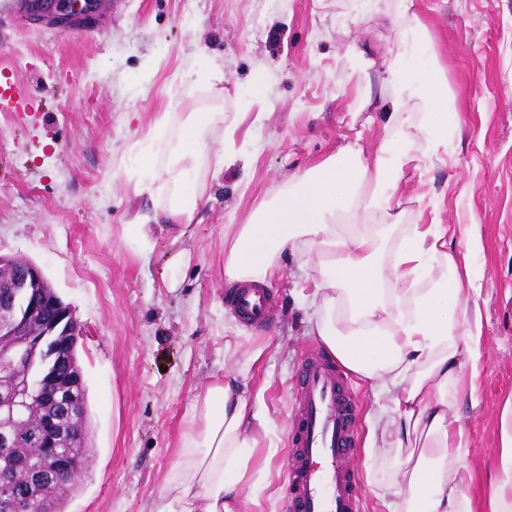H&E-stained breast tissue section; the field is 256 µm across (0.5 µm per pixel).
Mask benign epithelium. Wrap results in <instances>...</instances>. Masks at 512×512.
I'll return each instance as SVG.
<instances>
[{
    "label": "benign epithelium",
    "instance_id": "obj_1",
    "mask_svg": "<svg viewBox=\"0 0 512 512\" xmlns=\"http://www.w3.org/2000/svg\"><path fill=\"white\" fill-rule=\"evenodd\" d=\"M95 10L85 0H50L44 10L29 11L31 24L66 29L90 21ZM0 416H13L37 400L50 408L40 425L38 441L44 448L42 465L31 476L35 483L65 480L74 473L71 459L56 448L72 431L62 421L76 418L79 405L74 389L83 384L75 355L83 335L70 306L54 292L42 270L33 262L0 253ZM0 498L10 512H51L31 493H18L10 479L0 481Z\"/></svg>",
    "mask_w": 512,
    "mask_h": 512
}]
</instances>
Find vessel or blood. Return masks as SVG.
I'll use <instances>...</instances> for the list:
<instances>
[{
    "instance_id": "vessel-or-blood-1",
    "label": "vessel or blood",
    "mask_w": 512,
    "mask_h": 512,
    "mask_svg": "<svg viewBox=\"0 0 512 512\" xmlns=\"http://www.w3.org/2000/svg\"><path fill=\"white\" fill-rule=\"evenodd\" d=\"M264 289H238L234 308L245 320L263 322L270 307ZM357 404L343 372L313 351L298 383L297 417L289 434L290 486L287 512H361L355 476L347 467L354 444Z\"/></svg>"
}]
</instances>
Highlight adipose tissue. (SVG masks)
Here are the masks:
<instances>
[{
	"label": "adipose tissue",
	"mask_w": 512,
	"mask_h": 512,
	"mask_svg": "<svg viewBox=\"0 0 512 512\" xmlns=\"http://www.w3.org/2000/svg\"><path fill=\"white\" fill-rule=\"evenodd\" d=\"M387 80L396 91L379 145L339 149L291 176L249 222L225 225L224 280L266 283L282 254L299 260L313 283V332L388 401L367 440L395 452L390 512H512V396L489 471L475 476L466 463L463 411L480 405L486 351L476 273L484 242L477 225L403 224L394 211L405 165L447 163L461 123L436 55L397 51ZM235 135L223 112H182L165 163L139 150L135 183L167 196V223L192 224L204 172L220 175L239 158ZM261 402L231 372L195 397L161 512H264L270 474L255 467L254 450L274 442Z\"/></svg>",
	"instance_id": "ef3b65f1"
}]
</instances>
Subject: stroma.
Segmentation results:
<instances>
[{
	"instance_id": "1",
	"label": "stroma",
	"mask_w": 512,
	"mask_h": 512,
	"mask_svg": "<svg viewBox=\"0 0 512 512\" xmlns=\"http://www.w3.org/2000/svg\"><path fill=\"white\" fill-rule=\"evenodd\" d=\"M403 9V0H102L95 21L57 30L29 25L24 0H0V84L19 101L0 112V252L39 266L85 331L76 353L93 457L65 512H158L183 418L228 369L267 384L278 450L254 458L270 472L274 512H286L299 370L324 345L291 256L267 287L265 324L238 315L224 284V227L247 223L291 173L341 146L375 149L392 95L386 70L404 39L430 42L460 103L454 154L421 172L406 167L397 198L403 223L421 215L481 227L487 349L481 405L463 420L468 463L488 470L512 395V0H413L422 36L393 27ZM204 109L236 126L252 163L208 180L189 234L156 229L140 258L124 233L164 202L133 193L131 149L164 113ZM178 247L192 260L170 290ZM347 382L363 512H387L379 495L395 461L364 449L367 421L387 401L355 375Z\"/></svg>"
}]
</instances>
